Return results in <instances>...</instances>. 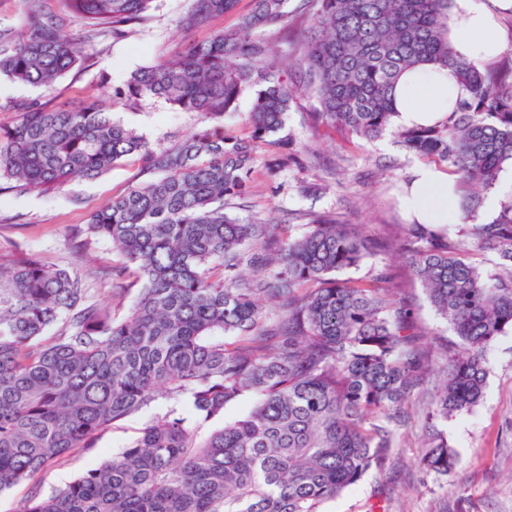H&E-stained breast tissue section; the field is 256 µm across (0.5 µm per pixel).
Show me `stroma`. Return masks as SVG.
Wrapping results in <instances>:
<instances>
[{"instance_id": "stroma-1", "label": "stroma", "mask_w": 512, "mask_h": 512, "mask_svg": "<svg viewBox=\"0 0 512 512\" xmlns=\"http://www.w3.org/2000/svg\"><path fill=\"white\" fill-rule=\"evenodd\" d=\"M188 7V0H154L147 19L133 32L120 40L96 41L88 63L63 75L52 88L0 80V126L17 121L16 104L39 99L58 106L97 103L155 148L192 134L202 121L197 113L178 110L149 94L127 105L112 101L113 88L131 72L179 47L175 22ZM315 107L309 94H297L287 121L291 162L270 181L254 173L252 192L231 200L227 213L244 223L279 225L293 237L302 235L318 214L340 224L363 225L379 235L388 225L404 223L397 192L416 157L406 155L390 134L366 144L338 129L314 128L310 114ZM142 179V164L132 156L99 178H77L49 194L0 193V256L25 250L85 277L122 265V257L107 240L90 239L80 254L74 252L73 240L91 211ZM485 360L488 375L482 402L472 411L449 417L446 425L448 444L459 457L454 470L445 476L421 470L417 436L423 418L413 400L405 407L401 446L390 466L383 472L369 471L330 501L327 512H368L381 500L388 512H512V329L490 345ZM168 407L165 399H158L104 432L93 455L48 466L41 474L44 493L64 487L127 446Z\"/></svg>"}]
</instances>
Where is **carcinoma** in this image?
<instances>
[{
	"instance_id": "obj_1",
	"label": "carcinoma",
	"mask_w": 512,
	"mask_h": 512,
	"mask_svg": "<svg viewBox=\"0 0 512 512\" xmlns=\"http://www.w3.org/2000/svg\"><path fill=\"white\" fill-rule=\"evenodd\" d=\"M22 29L0 25V77L52 86L82 65L99 37H120L153 0H20ZM238 0H190L176 22L187 45L131 74L115 102L148 93L206 124L153 148L93 104L17 105L0 126V179L20 194L95 179L130 156L150 178L91 212L83 233L109 241L141 282L126 314L90 299L86 279L34 253L0 257V492L27 486L17 512H326L325 505L397 448L403 408L425 399L420 467L446 475L458 461L442 424L473 410L485 352L512 329V197L487 223L480 192L512 162V60L457 59L452 0H304L308 35L280 58L287 0H252L234 30L193 33ZM453 68L468 90L441 124L396 128L393 89L417 64ZM313 125L372 142L396 134L410 155L450 164L466 227L404 224L374 236L316 216L299 237L224 212L246 197L259 154L275 177L291 160L281 136L300 87ZM244 85L256 87L247 135L224 133ZM403 254L435 313L459 341L434 382L432 346L404 288L382 270L368 282L338 274ZM491 256L492 267L484 265ZM163 398L117 455L49 495L50 463L91 453L98 436ZM240 398L244 417L206 437L200 422Z\"/></svg>"
}]
</instances>
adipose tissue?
I'll use <instances>...</instances> for the list:
<instances>
[{
    "mask_svg": "<svg viewBox=\"0 0 512 512\" xmlns=\"http://www.w3.org/2000/svg\"><path fill=\"white\" fill-rule=\"evenodd\" d=\"M512 15V0H455L449 21V40L455 55L466 60L493 62L507 38L500 21ZM467 89L452 69L431 64L403 72L394 89L395 125L410 127L447 119L450 107L466 97ZM400 207L409 220L446 224L457 217L455 182L432 167H413Z\"/></svg>",
    "mask_w": 512,
    "mask_h": 512,
    "instance_id": "ef3b65f1",
    "label": "adipose tissue"
}]
</instances>
